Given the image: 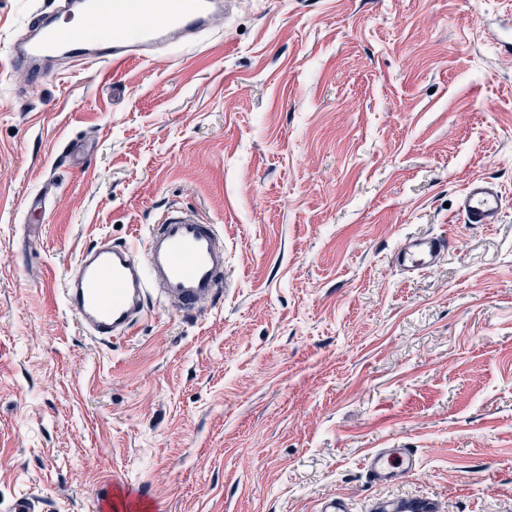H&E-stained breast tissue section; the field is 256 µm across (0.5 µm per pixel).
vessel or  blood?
Returning <instances> with one entry per match:
<instances>
[{
    "instance_id": "b4317fda",
    "label": "vessel or blood",
    "mask_w": 512,
    "mask_h": 512,
    "mask_svg": "<svg viewBox=\"0 0 512 512\" xmlns=\"http://www.w3.org/2000/svg\"><path fill=\"white\" fill-rule=\"evenodd\" d=\"M233 0H58L54 14L36 10L27 24L33 36L16 40L12 69L30 84L45 77L40 63L62 57L71 62L121 65L153 62L201 35L215 32ZM459 209L471 224H494L502 195L487 178L469 180ZM448 252L440 236L405 237L393 259L404 273L435 266ZM224 291V235L193 208L178 207L149 225L142 251L101 237L77 257L60 299L92 339L122 338L150 298L179 314L197 312ZM373 482H398L418 469L413 449L378 448L366 459Z\"/></svg>"
}]
</instances>
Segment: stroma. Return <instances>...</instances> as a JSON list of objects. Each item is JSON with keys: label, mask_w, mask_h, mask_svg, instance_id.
I'll return each mask as SVG.
<instances>
[{"label": "stroma", "mask_w": 512, "mask_h": 512, "mask_svg": "<svg viewBox=\"0 0 512 512\" xmlns=\"http://www.w3.org/2000/svg\"><path fill=\"white\" fill-rule=\"evenodd\" d=\"M51 0H0V59ZM0 70V512H512V0H241L157 63ZM505 200L458 210L468 179ZM224 234V294L86 336L58 290L169 205ZM446 257L409 276L407 236ZM375 448L419 470L369 480ZM502 195L485 177L469 180L460 195L459 210L468 224H497L502 211ZM448 253V240L440 236L405 237L394 252V263L406 274L435 266Z\"/></svg>", "instance_id": "stroma-1"}]
</instances>
